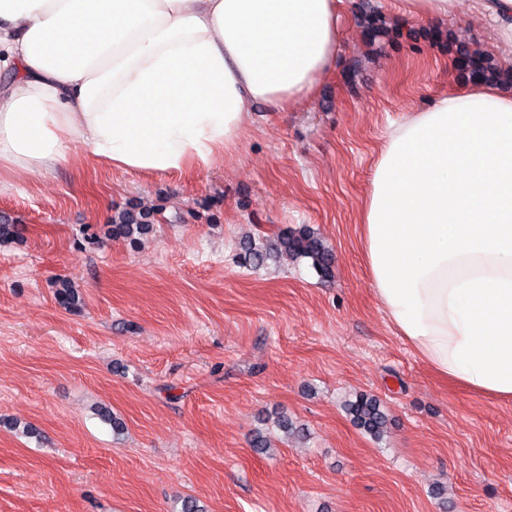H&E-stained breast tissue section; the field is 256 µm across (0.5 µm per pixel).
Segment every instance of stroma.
Masks as SVG:
<instances>
[{
    "label": "stroma",
    "mask_w": 512,
    "mask_h": 512,
    "mask_svg": "<svg viewBox=\"0 0 512 512\" xmlns=\"http://www.w3.org/2000/svg\"><path fill=\"white\" fill-rule=\"evenodd\" d=\"M361 7L344 0L314 94L256 106L208 170L125 173L77 146L49 171L0 169V215L23 227L0 244V512H179L186 497L205 512H512V403L415 356L373 295L359 224L389 124L465 87L452 41L499 58L493 25L460 0L411 22L417 39L371 41ZM131 207L154 224L135 248L106 235ZM302 224L330 278L304 258L240 266L248 238ZM61 276L80 310L57 303ZM362 392L388 414L383 441L343 409ZM274 413L305 423L306 444L255 452Z\"/></svg>",
    "instance_id": "1"
}]
</instances>
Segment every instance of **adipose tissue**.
I'll use <instances>...</instances> for the list:
<instances>
[{
    "label": "adipose tissue",
    "mask_w": 512,
    "mask_h": 512,
    "mask_svg": "<svg viewBox=\"0 0 512 512\" xmlns=\"http://www.w3.org/2000/svg\"><path fill=\"white\" fill-rule=\"evenodd\" d=\"M343 0H0V166L73 144L139 173L209 169L260 104L308 99ZM388 321L442 381L512 401V93L481 84L391 125L360 217Z\"/></svg>",
    "instance_id": "obj_1"
}]
</instances>
